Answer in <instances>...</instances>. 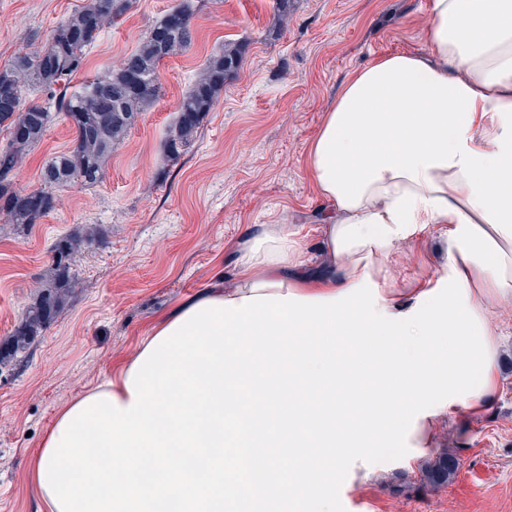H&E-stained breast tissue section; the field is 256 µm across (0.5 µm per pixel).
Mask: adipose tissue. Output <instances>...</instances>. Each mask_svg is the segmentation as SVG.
Wrapping results in <instances>:
<instances>
[{
    "label": "adipose tissue",
    "mask_w": 512,
    "mask_h": 512,
    "mask_svg": "<svg viewBox=\"0 0 512 512\" xmlns=\"http://www.w3.org/2000/svg\"><path fill=\"white\" fill-rule=\"evenodd\" d=\"M423 50L342 82L306 167L328 212L324 275L284 223L176 303L31 460L44 512H335L384 445L432 447L500 390L490 315L512 301V0H430ZM442 224L435 285L397 257ZM291 469H284V462Z\"/></svg>",
    "instance_id": "obj_1"
}]
</instances>
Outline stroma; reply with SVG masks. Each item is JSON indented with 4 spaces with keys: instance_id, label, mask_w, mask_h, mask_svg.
Listing matches in <instances>:
<instances>
[{
    "instance_id": "obj_1",
    "label": "stroma",
    "mask_w": 512,
    "mask_h": 512,
    "mask_svg": "<svg viewBox=\"0 0 512 512\" xmlns=\"http://www.w3.org/2000/svg\"><path fill=\"white\" fill-rule=\"evenodd\" d=\"M181 0H132L91 48L71 90L112 68ZM194 41L160 68L162 92L107 161L103 180L57 189L54 211L27 230L0 220V341L20 321L49 266L56 240L98 226L99 243L77 259L68 303L30 350L0 371V512H41L30 461L57 414L102 384L141 336L179 300L230 270L229 243L249 226L279 219L320 243L323 206L305 167L310 140L343 79L392 49H422L429 0H291L286 27L279 0H194ZM82 0H0V69L45 45ZM244 45L242 66L219 92L195 140L178 159L166 150L178 102L227 42ZM73 133L54 114L44 139L12 176L15 189L41 188V169ZM431 258L419 267L417 251ZM447 257L440 228L405 248L406 287L436 278ZM502 336V386L480 418L451 413L432 448L405 463L380 451L368 469L343 474L336 512H512V304L490 316ZM452 453L455 474L433 487L422 467Z\"/></svg>"
}]
</instances>
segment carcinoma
I'll return each instance as SVG.
<instances>
[{
    "label": "carcinoma",
    "mask_w": 512,
    "mask_h": 512,
    "mask_svg": "<svg viewBox=\"0 0 512 512\" xmlns=\"http://www.w3.org/2000/svg\"><path fill=\"white\" fill-rule=\"evenodd\" d=\"M131 0H84L34 55L20 54L11 67L0 69V130L8 133L0 149V213L18 227L35 224L56 205L52 187L74 181L94 185L106 160L125 140L146 107L161 93V62L191 46L194 6L183 0L149 30L139 46L117 67L95 76L80 91L68 92L71 79L84 67L86 53L102 28L123 16ZM244 46L226 42L209 58L178 105V118L167 138L173 159L180 157L196 136L205 115L213 109L224 83L241 67ZM41 87L56 98L58 108L74 130L72 145L47 161L41 172L44 188L23 192L12 187L11 175L24 155L44 138L52 113L42 105L22 104L27 87ZM100 240L97 227L78 236L59 238L51 249L45 277L27 304L21 322L0 342V368L25 353L65 307L76 280L75 262L87 247ZM456 466L453 456L439 454L425 465L421 477L429 485L448 483Z\"/></svg>",
    "instance_id": "1"
}]
</instances>
